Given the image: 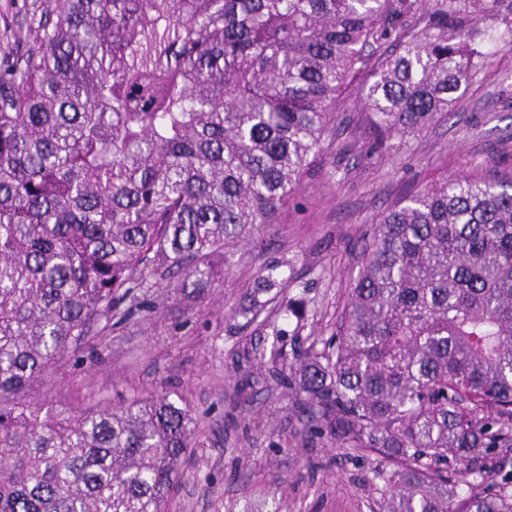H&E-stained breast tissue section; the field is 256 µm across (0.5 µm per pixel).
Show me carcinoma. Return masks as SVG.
I'll list each match as a JSON object with an SVG mask.
<instances>
[{"mask_svg":"<svg viewBox=\"0 0 512 512\" xmlns=\"http://www.w3.org/2000/svg\"><path fill=\"white\" fill-rule=\"evenodd\" d=\"M498 2L40 4L0 72V512H166L186 396L64 414L32 383L149 319L150 289L205 293L296 203L350 94L380 149L454 111ZM346 294L322 347L256 358L302 434L375 454L371 512H512V170L408 189Z\"/></svg>","mask_w":512,"mask_h":512,"instance_id":"1","label":"carcinoma"}]
</instances>
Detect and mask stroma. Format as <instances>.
<instances>
[{"instance_id": "stroma-1", "label": "stroma", "mask_w": 512, "mask_h": 512, "mask_svg": "<svg viewBox=\"0 0 512 512\" xmlns=\"http://www.w3.org/2000/svg\"><path fill=\"white\" fill-rule=\"evenodd\" d=\"M38 3L0 0V65L11 61ZM473 34L487 59L447 120L337 172L331 159L320 160L296 204L233 249L205 298L169 293L152 320L113 331L98 363L61 360L30 398L72 412L162 388L186 392L199 433L167 512H369L364 477L373 454L347 457L321 440L305 441L291 401L267 391L254 357L269 348L276 328L289 348L330 336L357 264V240L408 183L481 174L491 159L512 163V0H502L498 15ZM278 261L280 295L305 300L306 317L285 316L273 303L250 321L256 273ZM232 308L239 315L225 322Z\"/></svg>"}]
</instances>
